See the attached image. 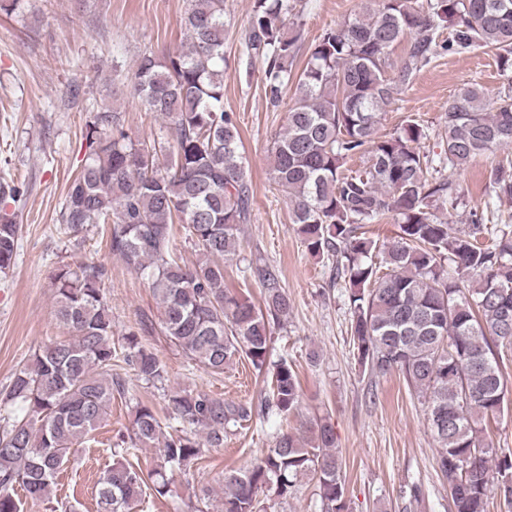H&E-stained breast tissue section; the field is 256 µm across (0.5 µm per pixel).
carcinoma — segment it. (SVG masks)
<instances>
[{
    "label": "carcinoma",
    "instance_id": "carcinoma-1",
    "mask_svg": "<svg viewBox=\"0 0 512 512\" xmlns=\"http://www.w3.org/2000/svg\"><path fill=\"white\" fill-rule=\"evenodd\" d=\"M306 6L253 0L245 32L248 55L264 65L268 100L278 104L293 87L287 127L271 149L273 184L288 196L307 250L335 260L336 277L349 285L359 362L375 374L401 373L425 398L451 512H487L492 496L511 509L512 452L483 445L479 433L503 411L507 391L500 358L512 348V237L490 234L477 211L465 228L448 213L459 204L455 176L512 146V81L495 94L478 83L459 91L444 114L437 161L422 151L429 133L416 120L390 135L377 127L394 95L444 51L493 50L500 71H512V0H361L358 13L323 30L299 69ZM182 29L185 46L162 58L143 53L130 81L146 111L170 125L166 159L156 142L132 138L119 113L97 112L85 125L86 159L67 185L61 221L74 235L108 225L110 251L148 279L170 341L213 374L246 356L271 377L265 408L286 416L299 406L300 381L267 352L271 325L291 310L288 295L268 269L258 271L262 308L224 283V261L250 215L239 130L224 111V0H190ZM355 157L363 169L344 173ZM486 188L512 198V158L491 166ZM390 217L398 240L367 236L365 225ZM179 235L194 243L196 263L177 254ZM17 240L18 225L0 217V273L14 265ZM51 279L69 336L36 349L0 389V407L24 410L0 415V512H24L19 489L51 499L57 474L109 416L112 397L126 393L112 361L147 384L166 380L135 333L112 341L105 266L62 264ZM169 401L163 419L136 405L122 452L155 447L157 461L147 473L126 459L102 471L98 512H133L149 485L168 494L174 473L203 449L224 446L226 424L252 417V407L199 390ZM342 470L333 426L316 420L304 433L278 435L251 466L225 471L222 512H256L263 489L286 499L305 476L323 512H347Z\"/></svg>",
    "mask_w": 512,
    "mask_h": 512
}]
</instances>
